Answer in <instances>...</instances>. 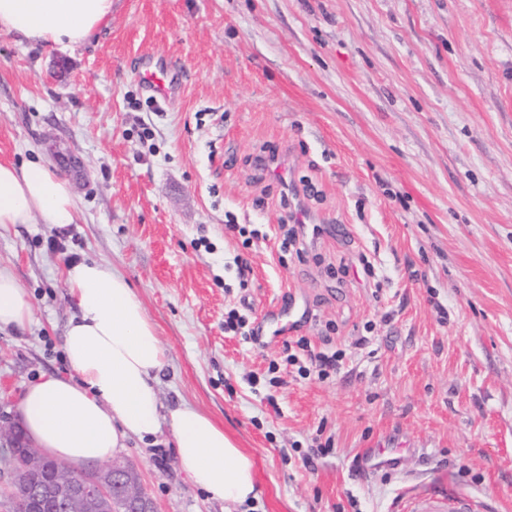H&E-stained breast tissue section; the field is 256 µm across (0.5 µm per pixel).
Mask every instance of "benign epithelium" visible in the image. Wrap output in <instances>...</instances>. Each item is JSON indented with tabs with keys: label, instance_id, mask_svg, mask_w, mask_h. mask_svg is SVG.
Instances as JSON below:
<instances>
[{
	"label": "benign epithelium",
	"instance_id": "obj_1",
	"mask_svg": "<svg viewBox=\"0 0 512 512\" xmlns=\"http://www.w3.org/2000/svg\"><path fill=\"white\" fill-rule=\"evenodd\" d=\"M0 446L26 449V462L12 469L8 484L15 512H114L118 505L121 512H157L128 466L65 474L57 460L29 439L19 421L0 428Z\"/></svg>",
	"mask_w": 512,
	"mask_h": 512
}]
</instances>
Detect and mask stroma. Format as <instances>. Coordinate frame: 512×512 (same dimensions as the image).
Masks as SVG:
<instances>
[{"instance_id": "obj_1", "label": "stroma", "mask_w": 512, "mask_h": 512, "mask_svg": "<svg viewBox=\"0 0 512 512\" xmlns=\"http://www.w3.org/2000/svg\"><path fill=\"white\" fill-rule=\"evenodd\" d=\"M159 59L166 102L140 79ZM37 158L80 220L0 225L32 303L0 331L6 414L66 374L63 271L101 260L157 326L163 408L190 403L252 458L248 512H423L448 484L512 512V0H113L79 45L0 34V161ZM298 205L320 227L300 255L281 248ZM291 297L312 309L296 334L225 332L229 308L253 328ZM301 338L341 351L335 376L285 365ZM367 448L402 463L369 469ZM118 458L158 512H224L170 435Z\"/></svg>"}]
</instances>
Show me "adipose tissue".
<instances>
[{
	"label": "adipose tissue",
	"mask_w": 512,
	"mask_h": 512,
	"mask_svg": "<svg viewBox=\"0 0 512 512\" xmlns=\"http://www.w3.org/2000/svg\"><path fill=\"white\" fill-rule=\"evenodd\" d=\"M112 12V0H0V33L46 47L83 43ZM64 229L79 220L67 178L49 163L0 162V225L35 221ZM64 281L78 309L63 348L69 376L43 375L21 403L27 435L79 468L112 460L129 439L169 430L193 486L241 506L257 499L254 463L209 415L189 403L162 413L158 375L166 364L155 324L126 277L105 261L69 263ZM31 303L0 268V329L25 327Z\"/></svg>",
	"instance_id": "ef3b65f1"
}]
</instances>
